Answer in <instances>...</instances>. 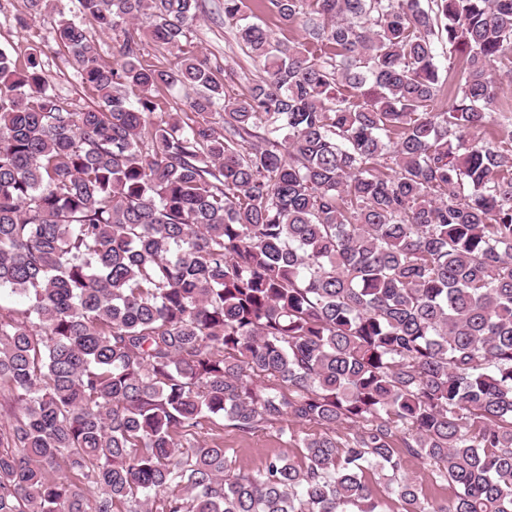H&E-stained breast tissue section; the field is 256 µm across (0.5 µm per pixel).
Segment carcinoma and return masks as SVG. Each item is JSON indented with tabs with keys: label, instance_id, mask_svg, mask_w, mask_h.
<instances>
[{
	"label": "carcinoma",
	"instance_id": "obj_1",
	"mask_svg": "<svg viewBox=\"0 0 512 512\" xmlns=\"http://www.w3.org/2000/svg\"><path fill=\"white\" fill-rule=\"evenodd\" d=\"M257 2L240 92L202 0H78L80 111L0 49V512H512V0ZM213 419L323 433L241 473ZM205 5L200 22L190 34L189 42L201 54L208 56L211 62L224 66V57L228 61L226 73L220 75L224 82L234 89L246 85L258 74L255 67L245 61L230 34L231 27L224 23V0H203ZM238 63V65L235 64ZM401 472L411 478L429 500L450 501L455 494V487L447 481L437 479L434 467L427 462L410 456H403Z\"/></svg>",
	"mask_w": 512,
	"mask_h": 512
}]
</instances>
